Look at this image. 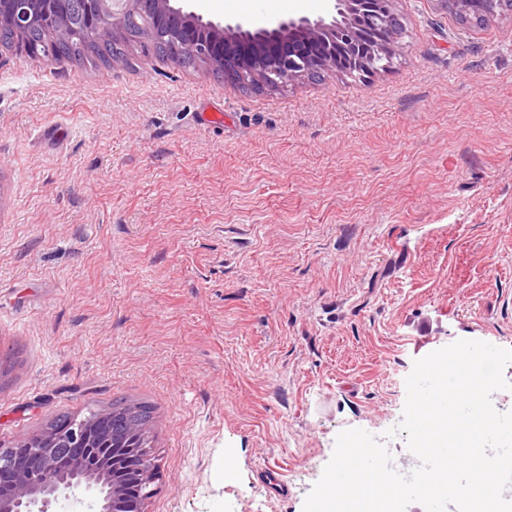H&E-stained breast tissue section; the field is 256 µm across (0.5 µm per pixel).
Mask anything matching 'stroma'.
Masks as SVG:
<instances>
[{
	"label": "stroma",
	"mask_w": 512,
	"mask_h": 512,
	"mask_svg": "<svg viewBox=\"0 0 512 512\" xmlns=\"http://www.w3.org/2000/svg\"><path fill=\"white\" fill-rule=\"evenodd\" d=\"M223 2L191 8L296 11ZM393 6L388 70L276 92L0 48V446L143 401L146 512H303L340 432L402 453L416 359L512 349V14ZM281 473L279 470L271 467H266L257 471V480L262 487H264L269 494L275 496H284L288 493V485L285 484L280 478Z\"/></svg>",
	"instance_id": "1"
}]
</instances>
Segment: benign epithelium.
I'll return each instance as SVG.
<instances>
[{
	"label": "benign epithelium",
	"mask_w": 512,
	"mask_h": 512,
	"mask_svg": "<svg viewBox=\"0 0 512 512\" xmlns=\"http://www.w3.org/2000/svg\"><path fill=\"white\" fill-rule=\"evenodd\" d=\"M330 15L311 19L307 16L278 21L268 28L253 29L243 21L221 24L190 10L188 0H87L90 9L78 13L87 35L100 43H115L128 36L132 24L168 37L177 56L189 55L211 64L224 80L242 87L277 91L315 73L340 72L333 43L336 33L344 31L354 43L358 33L347 28L356 10L369 12L375 24L396 15L394 0H332ZM39 0H5L0 4V26H9L17 39L14 50L30 55L26 44L28 31L42 25L44 38L56 40L57 34L71 25L77 0H60L56 13L42 12ZM394 44L375 50L371 57H349L357 70H380L381 61L393 52ZM86 422L67 423L69 447H86ZM41 458L39 473L30 461L20 458L13 448H0V478L10 479L8 497L0 496V512H49L48 507L77 487L91 493L98 512H113V499L120 486L113 477L112 464L92 452V463L80 473L59 479L53 473L51 456L44 448L29 449Z\"/></svg>",
	"instance_id": "1"
}]
</instances>
